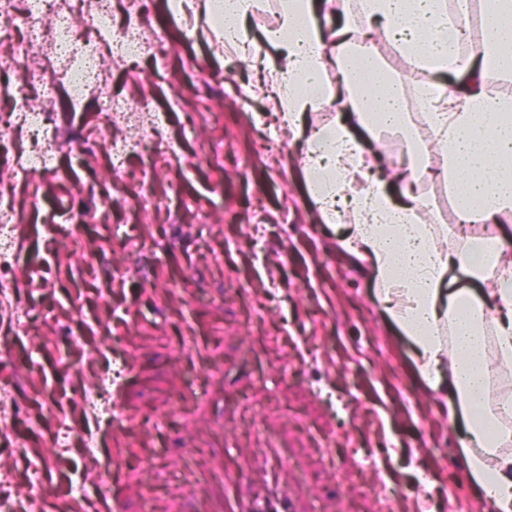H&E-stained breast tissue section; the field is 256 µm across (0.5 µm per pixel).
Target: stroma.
<instances>
[{
  "label": "stroma",
  "instance_id": "35a3bbf8",
  "mask_svg": "<svg viewBox=\"0 0 512 512\" xmlns=\"http://www.w3.org/2000/svg\"><path fill=\"white\" fill-rule=\"evenodd\" d=\"M199 11L200 0L176 15L168 0H149L138 26L147 39L166 33L163 54L103 60L113 99L129 106L108 134L92 107L70 111L62 85L46 92V54L26 64L32 104L52 100L72 134L54 170L28 175L26 129L0 142V195L14 202L15 227L0 260L14 286L0 302V468L37 475L22 512L80 510L87 496L143 512L142 470L119 485L72 470L53 446L66 428L92 438L99 456L152 459V512L211 496L212 448L236 468L272 445L283 451L275 480L300 494L303 512H377L382 488L390 512H490L459 466L447 407L374 300L369 263L324 224L301 143L274 120L267 62L277 50L222 42ZM144 135L148 150L112 186L107 138ZM264 139L277 149L259 150ZM419 194L425 219L458 237L444 183ZM77 206L78 234L68 222ZM87 253L96 261L86 270ZM189 331L205 356L183 348ZM117 355L127 364L114 392L127 420L119 431L80 407ZM165 412L167 428L152 433Z\"/></svg>",
  "mask_w": 512,
  "mask_h": 512
}]
</instances>
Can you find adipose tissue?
I'll list each match as a JSON object with an SVG mask.
<instances>
[{"label": "adipose tissue", "mask_w": 512, "mask_h": 512, "mask_svg": "<svg viewBox=\"0 0 512 512\" xmlns=\"http://www.w3.org/2000/svg\"><path fill=\"white\" fill-rule=\"evenodd\" d=\"M259 3L206 0V24L247 42ZM275 5L279 21L264 40L282 52L272 69L284 119L306 140V181L326 223L340 207L353 212L344 248L369 262L383 313L443 394L476 493L494 512H512V97L486 87L490 73L512 71V0H336V25L321 22V0ZM475 12L481 36L463 54L460 31ZM382 42L421 76L418 115L379 55ZM331 65L344 94L325 89ZM463 74L466 91H449L448 77ZM334 100L365 129L403 133L407 166L391 168L340 119L306 133V112ZM418 121L427 140L415 135ZM423 171L447 183L472 229L464 242H442L439 225L424 220L413 191Z\"/></svg>", "instance_id": "1"}]
</instances>
